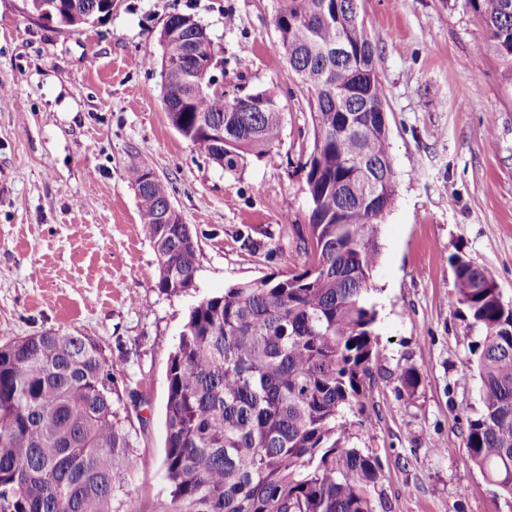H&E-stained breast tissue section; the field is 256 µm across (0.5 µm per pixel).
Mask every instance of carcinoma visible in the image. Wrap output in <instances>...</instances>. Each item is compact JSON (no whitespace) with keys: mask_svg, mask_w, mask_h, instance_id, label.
Instances as JSON below:
<instances>
[{"mask_svg":"<svg viewBox=\"0 0 512 512\" xmlns=\"http://www.w3.org/2000/svg\"><path fill=\"white\" fill-rule=\"evenodd\" d=\"M58 27L108 15L107 0H59ZM512 84V0H462ZM280 47L310 94L313 146L301 170L308 198L299 260L285 273L228 286L189 312L167 370L155 512H377L376 458L350 445L346 413L363 412L377 355L372 273L379 228L396 198L387 88L359 0H280ZM169 64L164 110L192 146L235 171L276 158L284 113L265 90L238 107L199 92L185 65L210 44L175 14L158 34ZM224 128V143L209 131ZM127 178L159 262L157 287H194L197 244L163 224L168 186L139 162ZM458 303L480 332L469 363L480 411L466 418L467 462L512 503V304L462 252L449 259ZM112 365L97 339L46 331L0 345V512H113L112 491L136 463L115 407Z\"/></svg>","mask_w":512,"mask_h":512,"instance_id":"obj_1","label":"carcinoma"}]
</instances>
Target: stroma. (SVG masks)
<instances>
[{"label":"stroma","mask_w":512,"mask_h":512,"mask_svg":"<svg viewBox=\"0 0 512 512\" xmlns=\"http://www.w3.org/2000/svg\"><path fill=\"white\" fill-rule=\"evenodd\" d=\"M277 0H112L77 30L25 0H0V344L44 331L108 347L136 466L114 512H154L167 494V368L192 307L297 261L307 222L295 166L313 142L306 90L278 45ZM378 44L396 201L373 273L378 353L352 442L377 457L385 512H512L467 470L466 419L480 407L465 357L477 333L453 290L466 253L512 301V86L485 33L454 0H363ZM174 14L207 30L226 94L270 92L284 112L276 160L224 170L170 125L158 32ZM233 25H225V16ZM492 128V139L483 131ZM142 162L170 189L197 244L195 286L167 294L127 179ZM417 369L414 386L402 375Z\"/></svg>","instance_id":"stroma-1"}]
</instances>
